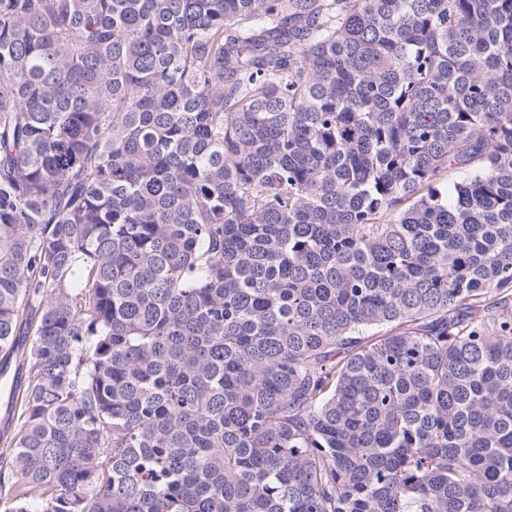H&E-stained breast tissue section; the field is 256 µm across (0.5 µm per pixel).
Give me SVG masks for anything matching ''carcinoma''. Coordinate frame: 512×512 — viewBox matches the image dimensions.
Masks as SVG:
<instances>
[{
    "mask_svg": "<svg viewBox=\"0 0 512 512\" xmlns=\"http://www.w3.org/2000/svg\"><path fill=\"white\" fill-rule=\"evenodd\" d=\"M0 356V512H512V0H0Z\"/></svg>",
    "mask_w": 512,
    "mask_h": 512,
    "instance_id": "cac0c4a2",
    "label": "carcinoma"
}]
</instances>
